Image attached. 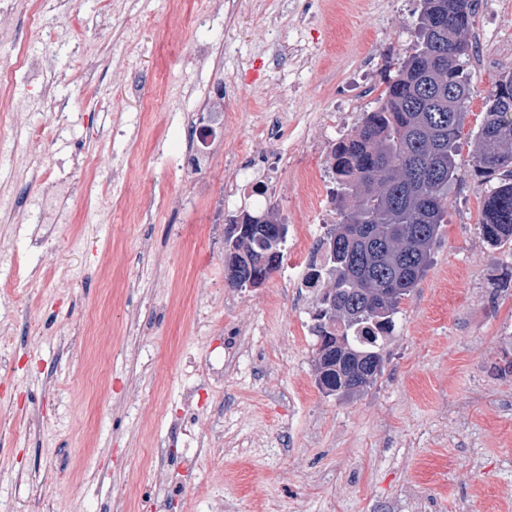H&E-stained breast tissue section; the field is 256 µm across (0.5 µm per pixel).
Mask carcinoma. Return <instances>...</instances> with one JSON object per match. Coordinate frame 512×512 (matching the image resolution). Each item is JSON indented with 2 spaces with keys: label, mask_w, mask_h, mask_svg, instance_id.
<instances>
[{
  "label": "carcinoma",
  "mask_w": 512,
  "mask_h": 512,
  "mask_svg": "<svg viewBox=\"0 0 512 512\" xmlns=\"http://www.w3.org/2000/svg\"><path fill=\"white\" fill-rule=\"evenodd\" d=\"M477 0H422L415 44L376 106L330 153L337 184L336 246L328 259L336 312L314 324L317 338L342 343L314 359L318 385L355 396L381 375L383 341L395 327L402 300L431 264L432 249L448 223V199L461 164L458 142L471 97L468 32ZM474 172L494 182L486 192L480 233L493 245L512 240V72L502 74L486 98L477 133ZM285 240L243 234L229 259L257 263Z\"/></svg>",
  "instance_id": "obj_1"
}]
</instances>
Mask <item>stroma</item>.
Wrapping results in <instances>:
<instances>
[{"label": "stroma", "instance_id": "1", "mask_svg": "<svg viewBox=\"0 0 512 512\" xmlns=\"http://www.w3.org/2000/svg\"><path fill=\"white\" fill-rule=\"evenodd\" d=\"M505 2L479 0L470 32L465 177L432 263L382 374L339 398L316 383L319 291L297 287L293 240L260 287L233 288L225 221L334 223L303 175L329 174L346 98L374 107L420 0H11L0 200L28 204L0 213V512H512V244L483 239L472 170L512 69ZM40 40L47 98L20 64ZM221 78L239 120L180 171ZM272 210L268 209L267 211L262 212L260 215H252L250 213L245 214V218L242 224H232L233 222H240L243 215L232 216L229 218L226 232L229 237L234 236L238 237L237 233L239 231H243L247 228L246 225H255V224H269V226H274L275 224H282V221L277 217L272 216Z\"/></svg>", "mask_w": 512, "mask_h": 512}]
</instances>
